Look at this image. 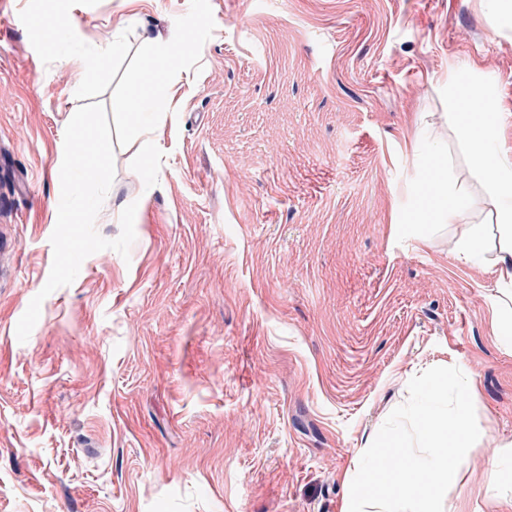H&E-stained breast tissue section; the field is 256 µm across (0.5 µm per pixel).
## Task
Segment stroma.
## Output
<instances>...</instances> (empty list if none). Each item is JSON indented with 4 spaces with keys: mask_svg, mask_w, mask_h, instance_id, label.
I'll return each mask as SVG.
<instances>
[{
    "mask_svg": "<svg viewBox=\"0 0 512 512\" xmlns=\"http://www.w3.org/2000/svg\"><path fill=\"white\" fill-rule=\"evenodd\" d=\"M472 73L490 0H0V512H342L439 366L512 441ZM478 226V224H463L453 247L455 257L466 264L480 263L485 253L486 239L483 230Z\"/></svg>",
    "mask_w": 512,
    "mask_h": 512,
    "instance_id": "stroma-1",
    "label": "stroma"
}]
</instances>
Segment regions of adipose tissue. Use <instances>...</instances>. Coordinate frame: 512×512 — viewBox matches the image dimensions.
Segmentation results:
<instances>
[{
  "instance_id": "1",
  "label": "adipose tissue",
  "mask_w": 512,
  "mask_h": 512,
  "mask_svg": "<svg viewBox=\"0 0 512 512\" xmlns=\"http://www.w3.org/2000/svg\"><path fill=\"white\" fill-rule=\"evenodd\" d=\"M448 105L468 144L469 161L495 202L498 276L493 319L498 335L512 348V151L500 145L512 109L503 105L492 86L475 76L449 80ZM440 213L448 223L461 227L453 247L455 257L471 265L480 263L486 239L478 225L467 223L464 205H444ZM456 389L453 408L420 410L411 416L410 423L420 434L421 451L405 456L398 441L388 442L389 477L374 480L368 498L360 495L357 486H350L343 512H409L414 503L439 501L442 491L468 477L480 481L495 512L504 505L512 507V486L502 476L498 455H490L480 466L471 463V450L479 438L469 416L470 402L477 396L474 377L457 383Z\"/></svg>"
}]
</instances>
